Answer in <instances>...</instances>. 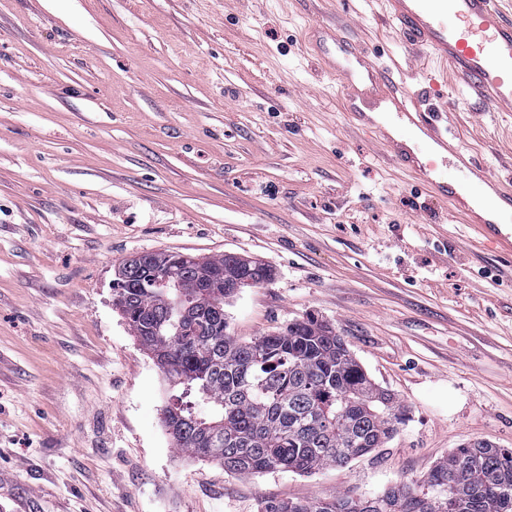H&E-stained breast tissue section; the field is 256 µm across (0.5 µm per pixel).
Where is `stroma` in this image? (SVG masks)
<instances>
[{"label":"stroma","instance_id":"1","mask_svg":"<svg viewBox=\"0 0 512 512\" xmlns=\"http://www.w3.org/2000/svg\"><path fill=\"white\" fill-rule=\"evenodd\" d=\"M312 25L413 56L366 0H0V512H258L376 496L470 441L512 450L498 258L348 125ZM437 93L512 175V112ZM151 251L273 266L226 305L231 333L325 320L408 421L307 475L177 451L164 376L112 302L115 267Z\"/></svg>","mask_w":512,"mask_h":512}]
</instances>
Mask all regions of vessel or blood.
I'll list each match as a JSON object with an SVG mask.
<instances>
[{"label": "vessel or blood", "mask_w": 512, "mask_h": 512, "mask_svg": "<svg viewBox=\"0 0 512 512\" xmlns=\"http://www.w3.org/2000/svg\"><path fill=\"white\" fill-rule=\"evenodd\" d=\"M375 2L405 44L427 54L456 88L512 110V17L503 0ZM311 38L349 120L377 134L392 164L434 200L453 206L465 221L467 246L496 252L512 288V181L490 174L461 145L445 105L433 99L434 76L416 68L405 83L398 58L378 63L367 45L323 25Z\"/></svg>", "instance_id": "vessel-or-blood-1"}]
</instances>
